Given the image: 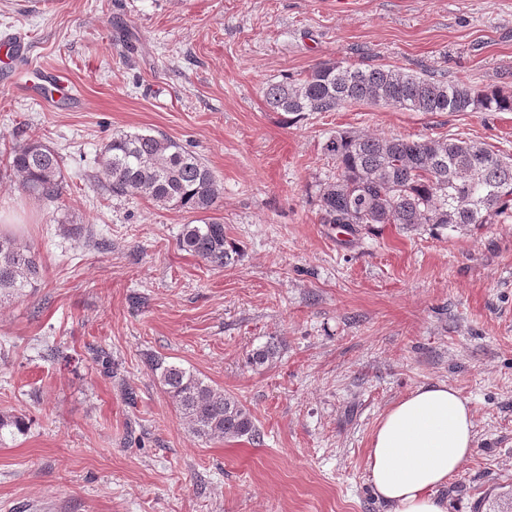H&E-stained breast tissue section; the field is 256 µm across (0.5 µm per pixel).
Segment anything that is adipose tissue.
<instances>
[{
    "label": "adipose tissue",
    "instance_id": "adipose-tissue-1",
    "mask_svg": "<svg viewBox=\"0 0 512 512\" xmlns=\"http://www.w3.org/2000/svg\"><path fill=\"white\" fill-rule=\"evenodd\" d=\"M474 448L468 401L448 384H424L383 414L369 448L368 481L387 512H448L439 491Z\"/></svg>",
    "mask_w": 512,
    "mask_h": 512
}]
</instances>
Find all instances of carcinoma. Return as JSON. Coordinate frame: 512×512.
Here are the masks:
<instances>
[{
    "label": "carcinoma",
    "mask_w": 512,
    "mask_h": 512,
    "mask_svg": "<svg viewBox=\"0 0 512 512\" xmlns=\"http://www.w3.org/2000/svg\"><path fill=\"white\" fill-rule=\"evenodd\" d=\"M262 93L272 110L288 113L334 112L364 102L411 112H512L511 93L387 64L361 68L324 62L300 78L271 82ZM325 151L336 160L335 181L320 197L326 224L349 230L363 224L459 229L512 218V158L478 142L338 131L325 142ZM100 166L111 195H140L161 207L205 214L199 223L183 225L179 249L217 268L232 261L237 248L227 243L224 223L206 216L218 199L213 173L194 152L163 134L123 131L102 147ZM9 167L20 177L22 192L49 202L62 198V157L41 141L14 146ZM41 271L29 246L0 234V294L35 287ZM278 354V345L268 342L252 350L248 360L257 369ZM160 380L195 437L259 438L251 412L236 397L177 364L164 366ZM24 429L23 417L0 414V443Z\"/></svg>",
    "instance_id": "carcinoma-1"
}]
</instances>
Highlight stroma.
I'll use <instances>...</instances> for the list:
<instances>
[{
    "instance_id": "obj_1",
    "label": "stroma",
    "mask_w": 512,
    "mask_h": 512,
    "mask_svg": "<svg viewBox=\"0 0 512 512\" xmlns=\"http://www.w3.org/2000/svg\"><path fill=\"white\" fill-rule=\"evenodd\" d=\"M327 61L512 92V0H0V233L44 267L0 299V412L28 420L0 444V512H386L372 435L430 382L474 412L448 512H512V221L350 234L319 206L336 132L512 155V112L267 106V82ZM50 76L71 96L49 98ZM118 131L212 170L234 262L178 248L190 213L109 195ZM32 138L63 159L59 202L4 168ZM270 340L278 359L247 366ZM170 363L242 401L259 441L194 437L159 380Z\"/></svg>"
}]
</instances>
